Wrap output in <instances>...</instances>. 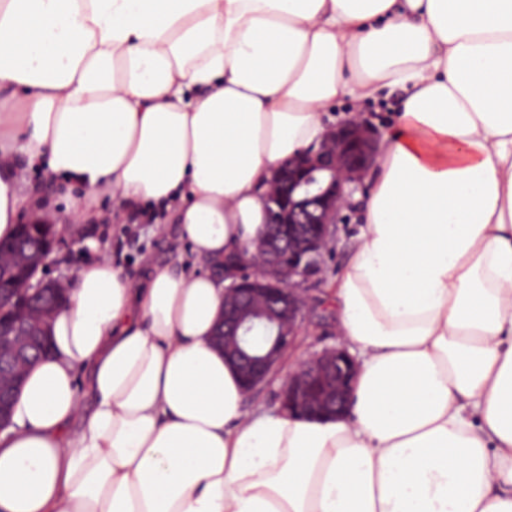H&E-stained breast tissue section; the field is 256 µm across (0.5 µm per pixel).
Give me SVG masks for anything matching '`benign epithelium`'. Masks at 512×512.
I'll list each match as a JSON object with an SVG mask.
<instances>
[{
    "instance_id": "obj_1",
    "label": "benign epithelium",
    "mask_w": 512,
    "mask_h": 512,
    "mask_svg": "<svg viewBox=\"0 0 512 512\" xmlns=\"http://www.w3.org/2000/svg\"><path fill=\"white\" fill-rule=\"evenodd\" d=\"M380 129L358 115L328 127L318 144L288 162L268 189V223L290 224L283 236L272 231L257 245L224 297V354L247 374L246 392L267 385L280 371L282 358L296 342L311 298L312 279L322 270L324 253L347 221L353 196L363 195L377 159ZM288 254V264L280 262ZM21 325L16 337L0 338V357L11 378L25 365ZM356 360L343 347L310 353L283 378L280 392L288 406L308 414H338L347 404Z\"/></svg>"
}]
</instances>
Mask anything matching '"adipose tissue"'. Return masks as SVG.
I'll list each match as a JSON object with an SVG mask.
<instances>
[{
  "label": "adipose tissue",
  "mask_w": 512,
  "mask_h": 512,
  "mask_svg": "<svg viewBox=\"0 0 512 512\" xmlns=\"http://www.w3.org/2000/svg\"><path fill=\"white\" fill-rule=\"evenodd\" d=\"M393 95L325 295L348 406L245 410L213 343L227 261L325 107ZM0 96V240L53 219L47 186L91 224L165 211L210 267L132 281L84 236L0 431V512H512V0H0Z\"/></svg>",
  "instance_id": "ef3b65f1"
}]
</instances>
